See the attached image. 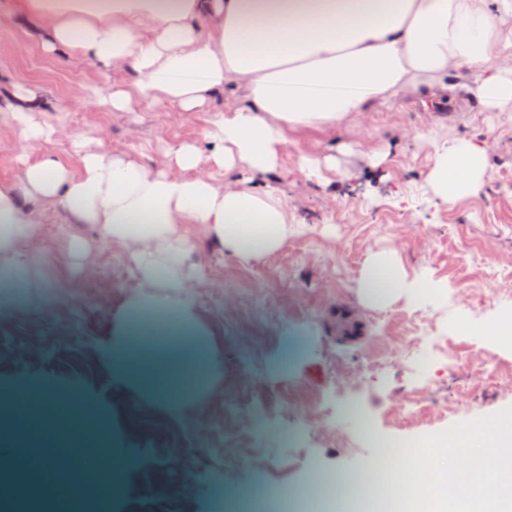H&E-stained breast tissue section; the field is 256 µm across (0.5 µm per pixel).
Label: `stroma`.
<instances>
[{"mask_svg":"<svg viewBox=\"0 0 512 512\" xmlns=\"http://www.w3.org/2000/svg\"><path fill=\"white\" fill-rule=\"evenodd\" d=\"M135 78L129 70L103 75L69 63L45 52L25 24H0V85L36 87L46 123L100 138L151 168L183 143L209 155L213 115L233 99L217 96L207 112L84 105L89 86ZM454 138L489 140L492 152L483 185L450 204L425 178L436 143ZM304 156L336 163L311 177L300 167ZM248 185L282 195L294 225L278 251L248 259L225 253L202 226L185 225L189 260L199 271L190 295L223 358L224 388L176 422L114 386L102 366L112 312L136 284L127 251L96 225L70 223L56 202L29 209L36 228L29 247L47 258L56 304L49 312L0 315V381L68 379L118 407L141 459L119 512H145L148 484L182 512H224L229 491L322 493L337 477L363 482L376 451L360 442L361 430L395 448L463 429L481 444L487 423L512 420V348L483 342L496 312L512 310V112H485L466 98L434 106L406 97L336 128L294 136L280 167ZM68 236L91 243L90 272L62 253ZM382 251L393 252L410 277L443 289L446 303L368 304L360 280ZM340 320L350 327L343 341L336 338ZM455 321L472 332L453 330ZM437 336L446 337L454 366L419 382L408 359ZM288 344L300 353L283 369ZM419 393L427 410L407 419L403 409ZM351 400L366 416L364 429L341 412ZM459 405L464 413H456Z\"/></svg>","mask_w":512,"mask_h":512,"instance_id":"1","label":"stroma"}]
</instances>
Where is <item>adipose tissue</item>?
Here are the masks:
<instances>
[{"mask_svg":"<svg viewBox=\"0 0 512 512\" xmlns=\"http://www.w3.org/2000/svg\"><path fill=\"white\" fill-rule=\"evenodd\" d=\"M5 15L33 18L42 45L103 73L128 67L132 84L91 87L115 112L145 101L205 112L217 92L240 106L217 114L209 157L187 143L154 170L129 154L87 147L69 134L70 170L52 154L20 153L17 182L0 184V311L46 304L44 255L22 252L35 235L28 206L62 205L74 224H96L125 246L139 282L112 318L102 364L115 386L179 419L205 406L222 383V359L190 297L194 270L185 224L203 225L225 252L249 258L287 241L288 204L274 192L219 184L202 160L251 176L277 168L293 133L333 128L411 95H465L483 111L512 110V0H13ZM36 88L0 94V121L22 144L59 135L37 118ZM428 188L447 202L479 189L489 149L467 138L438 148ZM364 298L407 297L438 306L442 294L411 279L390 253L375 254ZM78 401L87 417L65 414ZM97 445L90 469L62 466V444ZM120 447L113 414L91 390L29 378L0 389V512H68L63 491L96 477L98 499L115 502L138 466Z\"/></svg>","mask_w":512,"mask_h":512,"instance_id":"obj_1","label":"adipose tissue"}]
</instances>
